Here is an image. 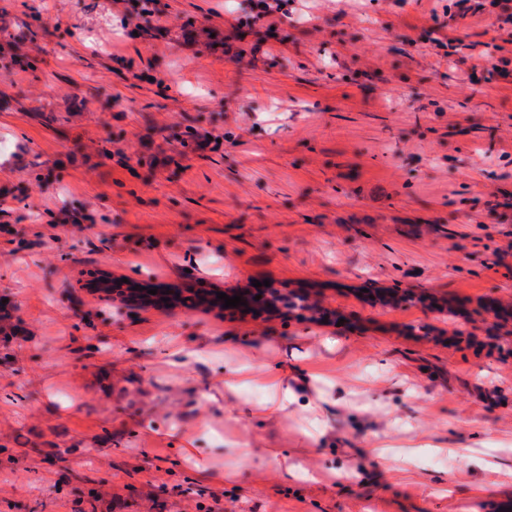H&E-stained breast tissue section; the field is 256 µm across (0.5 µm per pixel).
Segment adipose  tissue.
Returning <instances> with one entry per match:
<instances>
[{
    "label": "adipose tissue",
    "instance_id": "obj_1",
    "mask_svg": "<svg viewBox=\"0 0 512 512\" xmlns=\"http://www.w3.org/2000/svg\"><path fill=\"white\" fill-rule=\"evenodd\" d=\"M253 364L240 363L224 368L216 381L201 392L205 408L224 407L228 399L239 395L249 382ZM266 395L258 404L239 405L240 415L253 419L260 427L276 426L287 421L300 406L303 397L315 390L321 377L304 368L289 370L285 364L264 366Z\"/></svg>",
    "mask_w": 512,
    "mask_h": 512
}]
</instances>
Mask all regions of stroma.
<instances>
[{"instance_id": "35a3bbf8", "label": "stroma", "mask_w": 512, "mask_h": 512, "mask_svg": "<svg viewBox=\"0 0 512 512\" xmlns=\"http://www.w3.org/2000/svg\"><path fill=\"white\" fill-rule=\"evenodd\" d=\"M281 5L270 35L248 0H156L146 31L135 0H0V512L512 507V322L440 311L512 302V77L485 55L512 30L450 0ZM103 275L266 279L330 314L125 306ZM405 288L425 302L389 303ZM171 336L211 359L172 372ZM247 338L325 376L335 447L302 408L263 431L204 412ZM377 430L425 446L372 458ZM256 432L309 479L240 457Z\"/></svg>"}]
</instances>
